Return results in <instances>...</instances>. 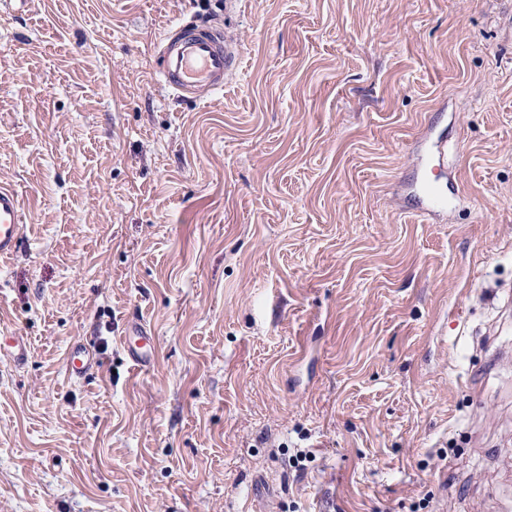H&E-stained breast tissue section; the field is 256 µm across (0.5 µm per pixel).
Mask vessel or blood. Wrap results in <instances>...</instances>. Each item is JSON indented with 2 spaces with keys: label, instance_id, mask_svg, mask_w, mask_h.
I'll use <instances>...</instances> for the list:
<instances>
[{
  "label": "vessel or blood",
  "instance_id": "1",
  "mask_svg": "<svg viewBox=\"0 0 512 512\" xmlns=\"http://www.w3.org/2000/svg\"><path fill=\"white\" fill-rule=\"evenodd\" d=\"M158 51L163 59L160 77L164 85L187 99L198 98L205 90L223 88L240 60L237 47L209 22L189 21L180 26L178 33H164ZM24 229L19 194L13 187L0 184V257L16 251ZM125 335L130 339L126 349L133 365L149 366V347L154 343L150 331L137 321L128 324ZM99 365L94 351L83 342H73L66 365L70 378H81Z\"/></svg>",
  "mask_w": 512,
  "mask_h": 512
}]
</instances>
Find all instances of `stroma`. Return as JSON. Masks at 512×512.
<instances>
[{
    "instance_id": "stroma-1",
    "label": "stroma",
    "mask_w": 512,
    "mask_h": 512,
    "mask_svg": "<svg viewBox=\"0 0 512 512\" xmlns=\"http://www.w3.org/2000/svg\"><path fill=\"white\" fill-rule=\"evenodd\" d=\"M0 183V512H512V0H0ZM173 28L179 30L177 35H172ZM173 28L165 31L158 45L164 85L187 99L224 88V80L239 64L237 47L210 22L189 21ZM24 229L19 194L13 187L0 184V258L16 251ZM452 202V197L448 198L435 190L432 185L428 186L426 203L421 207L420 212L429 217H436L446 213L447 208ZM132 337H138L139 343L132 344ZM124 344L129 358L135 367H147L151 364L152 353L146 346H149L151 350L154 344V337L151 336V332L142 322L137 321L128 324L125 331ZM0 353L10 358L15 364L26 359V346L23 336H0ZM99 366L100 361L94 351L81 341L73 342L68 352L66 365V372L70 378L79 379L88 371Z\"/></svg>"
}]
</instances>
